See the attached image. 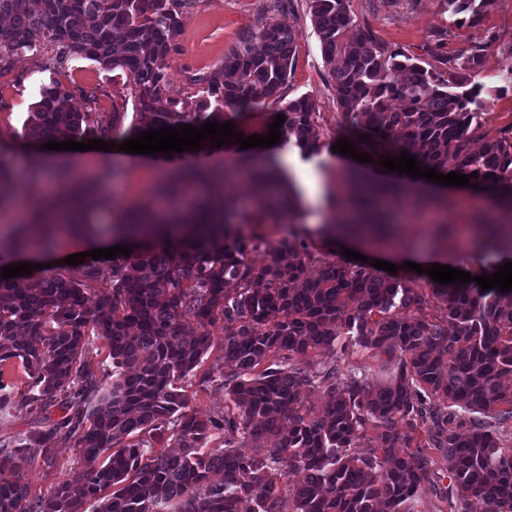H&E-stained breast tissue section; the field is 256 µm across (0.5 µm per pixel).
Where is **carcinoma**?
Masks as SVG:
<instances>
[{
    "mask_svg": "<svg viewBox=\"0 0 512 512\" xmlns=\"http://www.w3.org/2000/svg\"><path fill=\"white\" fill-rule=\"evenodd\" d=\"M195 0H0V73L30 51L52 53L49 83L25 126L36 142L128 139L162 126L234 121L259 101H278L292 68L299 31L286 22L248 30L224 64L200 80L192 95L167 93L168 58L176 51L180 17ZM349 0H309L325 62L332 66L339 128L357 149L380 159L408 151L448 174L478 173L468 191L494 193L512 220V125L496 136L483 129L486 100L473 69L488 43L467 56L428 48L438 61L391 49L358 26ZM493 0H443L457 21L476 26ZM97 62L126 74L138 105L134 132H121L118 112H77L75 93L96 102L95 90L69 88L65 64ZM281 140L320 150L317 112L309 96L279 108ZM367 135L369 140L358 141ZM45 160L28 167L31 219L15 248L51 245L60 211L41 189ZM236 172L254 191V226L231 229L229 213L215 218L198 186H221L224 169H190L178 183L161 182L168 212L134 211L121 220L120 238L155 224L154 239L112 260V284L98 291L100 266L89 261L20 285L0 278V411L14 405L40 410V425L17 447L0 448V512H418L422 487L438 476L425 450H444L445 471L459 500L475 498L484 512H512V448L479 420L451 428L452 409L512 421V300L480 293L472 284L419 288L366 263L333 260L293 230L256 266L248 254L265 243L258 232L267 214L293 212L295 201L274 154L258 165L242 153ZM118 170L106 164L75 197L82 226L110 208L105 184ZM480 188H474V185ZM345 212L336 225L377 237L393 234L386 217L409 182L369 185L353 173L343 181ZM15 196L12 164L0 158V212ZM481 246L512 251V223L487 224ZM311 264L318 276H306ZM224 335L223 360L206 380L224 388V412L202 417L176 382L189 377ZM104 338L112 383L102 389L85 367L90 333ZM369 359L387 357L393 372L379 385L366 369L339 372L336 350ZM28 377L21 398L3 383L14 362ZM323 389L326 406L314 414L307 391ZM60 418L51 419L53 409ZM427 427L420 444L417 432ZM376 431V446L357 447ZM74 440L86 468L49 496L29 498L23 464L47 453L58 438ZM262 438L266 447L246 451ZM219 440L222 447L206 450ZM164 442L176 450L157 448ZM297 471L304 477L289 483Z\"/></svg>",
    "mask_w": 512,
    "mask_h": 512,
    "instance_id": "carcinoma-1",
    "label": "carcinoma"
}]
</instances>
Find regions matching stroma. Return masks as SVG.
<instances>
[{
    "mask_svg": "<svg viewBox=\"0 0 512 512\" xmlns=\"http://www.w3.org/2000/svg\"><path fill=\"white\" fill-rule=\"evenodd\" d=\"M270 0H197L182 18L178 47L169 58L167 69L168 92L184 97L193 88L195 78L211 72L224 61V56L248 29L261 21L283 20L295 26L300 37L293 68L286 83L279 91V101L265 100L254 103L244 111L238 121L243 136L267 134L275 119L279 103L306 95L314 103L320 126L318 152L306 154L298 147H291L287 162L281 168L289 177L298 198V206L290 215L281 217L279 223L262 225L267 239L266 246L249 255L252 263L261 265L269 258V244L287 236L289 229L302 231L314 242H322L321 230L329 217L334 216L339 202L337 175L348 167L360 166L366 178L374 181L388 180L389 175L378 163L356 164L354 159L332 152L331 147L339 137L338 109L333 79L322 54L320 41L313 29L308 0H291L286 14L268 12ZM349 9L357 25L373 32L376 38L389 47L412 54H421L424 46L432 44L437 30L447 31L445 49L452 54L469 52L472 45L483 37L493 36L494 41L482 54L476 70V82L484 87L490 102L484 117V126L491 132L512 125V92L502 95L498 89L512 77V0H496L483 15L480 27L451 24L442 0H349ZM43 52L27 53L15 63L9 74L0 77V155L9 158L17 177L27 174L28 150H25L24 125L34 102L40 97L43 85L48 84L50 73ZM70 83L86 90L97 89V111L112 109L114 95L120 94L126 81L125 75H112L92 60L77 59L66 67ZM238 150L237 144L225 145L220 151H185L171 156L127 154L100 150L68 151L67 159L76 174L85 178L96 176L104 162L117 165L121 174L108 185L111 213L95 218L88 225V237L108 242L113 240V218L131 209L153 206L155 186L159 180H177L191 167H221L229 162ZM319 179L320 205L310 200L308 176ZM447 196L448 208L444 210L441 224L466 225L474 240H481L482 227L495 221L496 214L487 208L483 196L460 189L441 188ZM439 226L406 208L402 233L404 245L411 252H427L442 258L454 267L486 264L483 251L474 249L463 254L442 246ZM85 467L80 449L73 444H59L52 448L48 459H36L26 464L24 479L31 497L49 495L63 481L75 477Z\"/></svg>",
    "mask_w": 512,
    "mask_h": 512,
    "instance_id": "obj_1",
    "label": "stroma"
}]
</instances>
